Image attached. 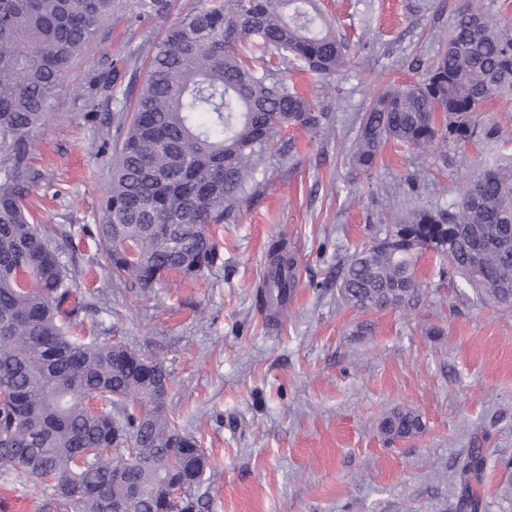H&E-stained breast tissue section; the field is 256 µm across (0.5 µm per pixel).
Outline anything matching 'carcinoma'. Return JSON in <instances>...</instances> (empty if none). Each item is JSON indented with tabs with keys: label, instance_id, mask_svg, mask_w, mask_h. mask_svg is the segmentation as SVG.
<instances>
[{
	"label": "carcinoma",
	"instance_id": "obj_1",
	"mask_svg": "<svg viewBox=\"0 0 512 512\" xmlns=\"http://www.w3.org/2000/svg\"><path fill=\"white\" fill-rule=\"evenodd\" d=\"M113 0H0V467L51 488L69 512H198L192 491L208 467L195 438L172 423L163 362L120 342L83 336L84 307L65 304L73 280L58 234L34 223V132L54 115L56 90L112 14ZM172 0H136L134 19L169 13ZM330 77L349 44L318 0H209L169 27L139 88L124 93L117 162L94 237L112 279L143 290L162 275L194 278L218 264L209 235L254 198L262 165L290 156L283 131L319 132L318 112L266 66ZM415 83L398 85L357 117L352 164L369 174L397 143L427 154L495 124L474 114L512 92V36L466 0ZM439 260L503 305L512 304V167L478 164L459 198L417 206L340 267V296L361 310L400 307L419 293L417 258ZM296 280L276 251L265 275L283 305ZM389 440L418 434L401 408L379 425ZM487 451L458 463L461 512H482Z\"/></svg>",
	"mask_w": 512,
	"mask_h": 512
}]
</instances>
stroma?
Here are the masks:
<instances>
[{
	"mask_svg": "<svg viewBox=\"0 0 512 512\" xmlns=\"http://www.w3.org/2000/svg\"><path fill=\"white\" fill-rule=\"evenodd\" d=\"M464 0H323L353 60L319 80H287L326 112L318 136L288 129L297 152L261 168V194L237 223L211 232L221 263L192 281L177 275L143 291L116 287L100 265L92 231L108 185L113 126L124 71L146 40H161L204 0H173L168 16L130 24L133 0H117L106 34L75 59L57 92L55 117L37 129L29 198L36 223L64 232L61 255L73 302L99 340L159 358L171 373L169 419L192 434L208 468L204 512H457L454 472L469 449L492 455L484 512H512V306L458 274L440 278L431 252L416 265L414 307L361 310L342 301L336 270L384 235L414 205L448 204L472 165L512 161V93L475 115L500 138H472L438 153L387 144L372 175L350 164L355 118L388 88L416 81L414 57L431 58ZM119 72L94 108L90 81ZM421 175L417 194L401 179ZM388 194L376 191L377 181ZM297 263V285L276 318L261 311L274 244ZM420 415V433L386 441L378 425L393 409ZM51 491L0 468V512H58Z\"/></svg>",
	"mask_w": 512,
	"mask_h": 512,
	"instance_id": "1",
	"label": "stroma"
}]
</instances>
